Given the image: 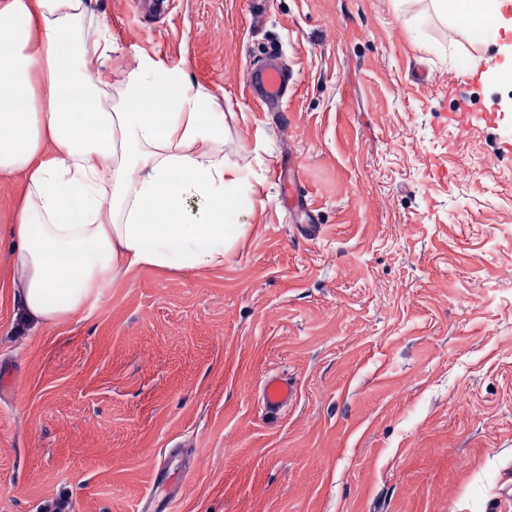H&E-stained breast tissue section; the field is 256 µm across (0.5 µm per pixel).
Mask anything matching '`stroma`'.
<instances>
[{
  "instance_id": "obj_1",
  "label": "stroma",
  "mask_w": 512,
  "mask_h": 512,
  "mask_svg": "<svg viewBox=\"0 0 512 512\" xmlns=\"http://www.w3.org/2000/svg\"><path fill=\"white\" fill-rule=\"evenodd\" d=\"M430 0H90L108 96L150 57L224 120L250 193L222 265L134 268L96 308L26 321L0 176V512H512V109L446 125L459 58L512 91L491 39ZM293 81L257 106L244 69ZM293 155L313 219L274 175ZM297 387L278 414L262 383ZM174 474L155 485L158 472Z\"/></svg>"
}]
</instances>
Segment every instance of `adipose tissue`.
Wrapping results in <instances>:
<instances>
[{
  "instance_id": "obj_1",
  "label": "adipose tissue",
  "mask_w": 512,
  "mask_h": 512,
  "mask_svg": "<svg viewBox=\"0 0 512 512\" xmlns=\"http://www.w3.org/2000/svg\"><path fill=\"white\" fill-rule=\"evenodd\" d=\"M85 0H0V175L23 178L11 286L29 319L93 308L142 265L223 264L225 218L243 189L199 94L140 62L125 96H104L107 44L82 37ZM201 198L195 222L183 205Z\"/></svg>"
}]
</instances>
